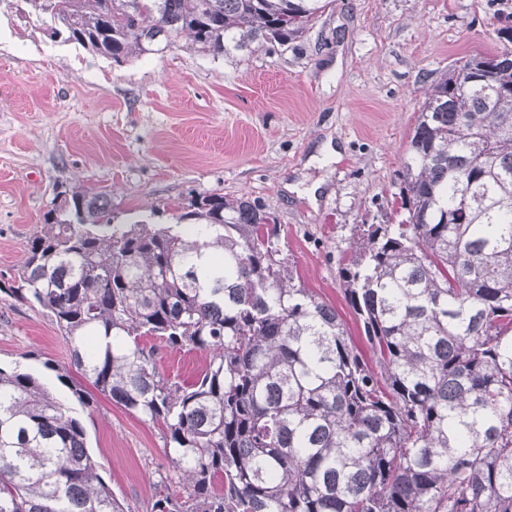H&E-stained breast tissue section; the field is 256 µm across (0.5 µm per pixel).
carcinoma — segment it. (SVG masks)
<instances>
[{
    "label": "carcinoma",
    "mask_w": 512,
    "mask_h": 512,
    "mask_svg": "<svg viewBox=\"0 0 512 512\" xmlns=\"http://www.w3.org/2000/svg\"><path fill=\"white\" fill-rule=\"evenodd\" d=\"M121 63L184 40L213 56L304 32L328 0H4ZM433 84L408 136L397 224L340 268L375 365L294 276L262 204L198 195L174 224L112 223L60 184L8 295L37 305L70 369L163 429L153 512H512V38ZM159 344L146 346L144 338ZM199 351L187 384L159 348ZM183 484L171 498L167 481ZM0 512H125L73 408L0 366Z\"/></svg>",
    "instance_id": "carcinoma-1"
}]
</instances>
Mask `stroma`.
Wrapping results in <instances>:
<instances>
[{
  "mask_svg": "<svg viewBox=\"0 0 512 512\" xmlns=\"http://www.w3.org/2000/svg\"><path fill=\"white\" fill-rule=\"evenodd\" d=\"M512 0H334L312 28L255 54L174 46L115 65L0 11V364L55 382L69 350L6 287L52 208L56 183L110 194L115 223L151 205L173 223L199 194L265 205L282 255L373 356L339 271L360 225L394 224L407 138L425 93L502 46ZM78 413L88 451L126 512H151L168 471L158 424L102 394Z\"/></svg>",
  "mask_w": 512,
  "mask_h": 512,
  "instance_id": "1",
  "label": "stroma"
}]
</instances>
